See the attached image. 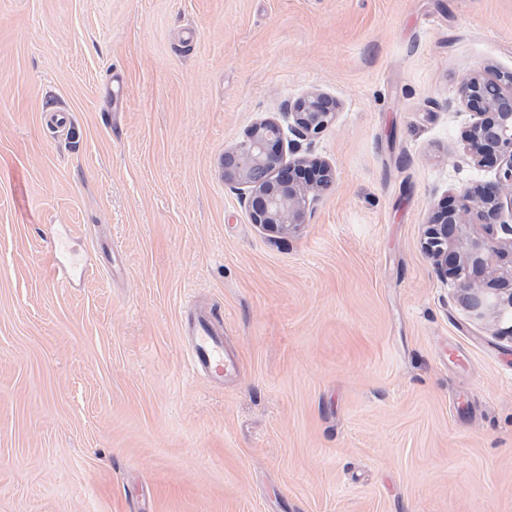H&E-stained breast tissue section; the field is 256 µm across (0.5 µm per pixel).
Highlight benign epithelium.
I'll return each mask as SVG.
<instances>
[{"label":"benign epithelium","mask_w":512,"mask_h":512,"mask_svg":"<svg viewBox=\"0 0 512 512\" xmlns=\"http://www.w3.org/2000/svg\"><path fill=\"white\" fill-rule=\"evenodd\" d=\"M460 103L475 116L464 132V149L473 161L498 165L496 182L465 190L456 205L432 213L424 246L437 272L459 279L460 297L475 310L512 315V74L491 78L475 72L459 85ZM337 104L309 93L288 106V126L274 119L253 125L243 139L224 151V182L242 192L252 223L272 238H286L306 223L310 201L333 185L331 168L318 159L285 164L283 144L312 138L336 119ZM478 222L486 235L472 238L466 225ZM499 259L485 288L467 270Z\"/></svg>","instance_id":"obj_1"}]
</instances>
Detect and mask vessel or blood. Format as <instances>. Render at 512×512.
<instances>
[{
    "label": "vessel or blood",
    "mask_w": 512,
    "mask_h": 512,
    "mask_svg": "<svg viewBox=\"0 0 512 512\" xmlns=\"http://www.w3.org/2000/svg\"><path fill=\"white\" fill-rule=\"evenodd\" d=\"M188 362L191 370L220 385L237 375L239 358L224 349V338L211 320L197 316L188 328Z\"/></svg>",
    "instance_id": "1"
}]
</instances>
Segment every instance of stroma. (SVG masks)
Segmentation results:
<instances>
[{
  "label": "stroma",
  "instance_id": "obj_1",
  "mask_svg": "<svg viewBox=\"0 0 512 512\" xmlns=\"http://www.w3.org/2000/svg\"><path fill=\"white\" fill-rule=\"evenodd\" d=\"M477 71L512 0H0V512H512V321L423 247L497 179ZM312 91L334 183L279 242L221 161ZM188 362L191 370L214 385L237 375L239 357L224 350V337L206 315H198L188 328Z\"/></svg>",
  "mask_w": 512,
  "mask_h": 512
}]
</instances>
